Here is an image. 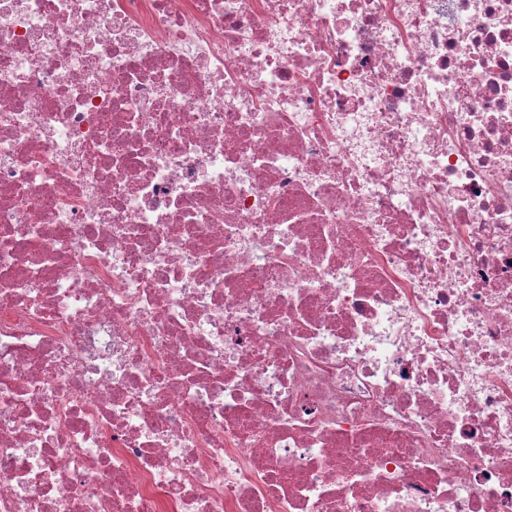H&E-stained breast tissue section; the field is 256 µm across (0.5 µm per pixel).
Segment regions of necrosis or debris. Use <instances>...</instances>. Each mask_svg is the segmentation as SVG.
Masks as SVG:
<instances>
[{"instance_id":"necrosis-or-debris-1","label":"necrosis or debris","mask_w":512,"mask_h":512,"mask_svg":"<svg viewBox=\"0 0 512 512\" xmlns=\"http://www.w3.org/2000/svg\"><path fill=\"white\" fill-rule=\"evenodd\" d=\"M0 512H512V0H0Z\"/></svg>"}]
</instances>
